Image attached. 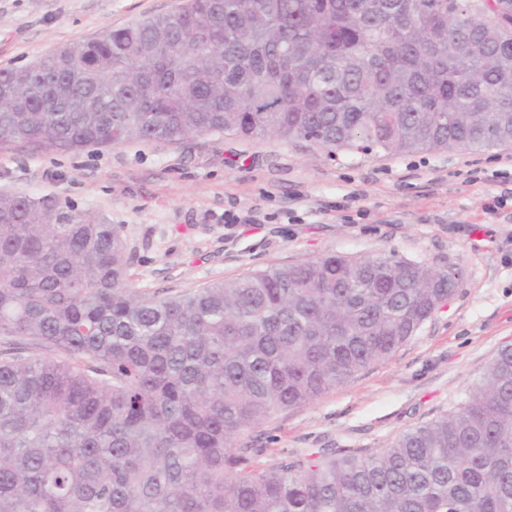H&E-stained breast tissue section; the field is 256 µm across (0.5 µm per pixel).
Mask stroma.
<instances>
[{
    "label": "stroma",
    "instance_id": "stroma-1",
    "mask_svg": "<svg viewBox=\"0 0 512 512\" xmlns=\"http://www.w3.org/2000/svg\"><path fill=\"white\" fill-rule=\"evenodd\" d=\"M179 0H0V67L165 14ZM0 194L52 196L119 228L132 289L169 297L274 265L394 254L459 265L447 305L389 359L245 431L257 466L370 453L456 407L512 343V144L327 158L309 140L214 133L75 152L0 145ZM239 216L224 221L225 212Z\"/></svg>",
    "mask_w": 512,
    "mask_h": 512
}]
</instances>
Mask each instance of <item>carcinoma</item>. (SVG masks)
Returning <instances> with one entry per match:
<instances>
[{"label": "carcinoma", "mask_w": 512, "mask_h": 512, "mask_svg": "<svg viewBox=\"0 0 512 512\" xmlns=\"http://www.w3.org/2000/svg\"><path fill=\"white\" fill-rule=\"evenodd\" d=\"M0 68V143L213 133L339 151L512 143V0H180ZM72 87L59 99L56 85ZM117 227L0 195V512H512V346L452 411L370 455L254 466L236 440L381 362L453 295L395 254L158 297Z\"/></svg>", "instance_id": "1"}]
</instances>
